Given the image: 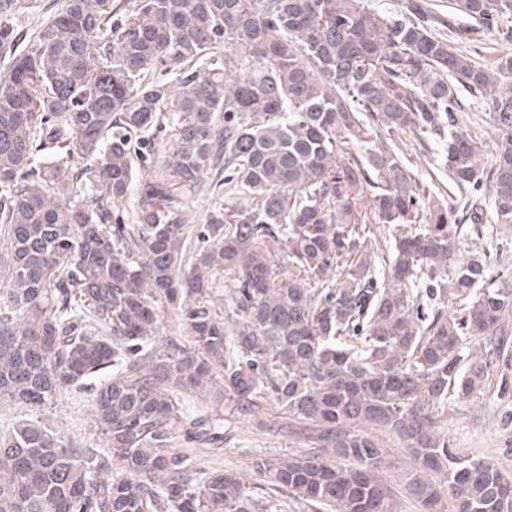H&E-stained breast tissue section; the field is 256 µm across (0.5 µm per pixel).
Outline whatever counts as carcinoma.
<instances>
[{
    "label": "carcinoma",
    "instance_id": "obj_1",
    "mask_svg": "<svg viewBox=\"0 0 512 512\" xmlns=\"http://www.w3.org/2000/svg\"><path fill=\"white\" fill-rule=\"evenodd\" d=\"M479 31L512 46V0H456L440 24L417 0H64L0 74V401L88 386L111 448L17 424L0 434V512H248L240 478L197 486L168 451L180 396L220 372L240 410L272 400L341 459L256 462L295 498L393 512L373 429L411 456L423 512H512V480L439 429L450 398L512 369V287L490 282L485 253L456 261L469 205L426 207L430 186L377 145L438 144L454 187H486L512 224V54L481 63ZM459 85L501 134L488 176ZM220 169L250 204L186 224ZM134 186L124 224L114 203ZM374 224L393 227L380 267ZM165 305L186 343L159 338Z\"/></svg>",
    "mask_w": 512,
    "mask_h": 512
}]
</instances>
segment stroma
Instances as JSON below:
<instances>
[{"instance_id":"stroma-1","label":"stroma","mask_w":512,"mask_h":512,"mask_svg":"<svg viewBox=\"0 0 512 512\" xmlns=\"http://www.w3.org/2000/svg\"><path fill=\"white\" fill-rule=\"evenodd\" d=\"M11 27L21 40H31L39 29L61 9L63 0H14ZM461 127L482 144L483 165L493 163L499 133L489 112L476 101H469L467 112L459 119ZM388 145L410 161V171L416 181L428 183L436 201L448 198V170L444 168L435 146L420 148L406 136L398 135ZM472 210L481 219L458 229L457 251L461 257L486 251L493 279L512 284V224L495 221L494 203L489 193L479 191L469 195ZM501 373L490 370L479 390L470 398L451 400L440 424L451 447L493 460L512 475V422L504 416L512 411V399L500 390ZM224 392L223 379L214 380L211 387L183 396L184 414L201 426L217 428V441H187L182 425H175L172 449L185 455L196 482H205L218 472L240 477L257 512H324L321 505L307 503L288 494L273 483L268 475L259 473L257 460L277 461L293 454H311L315 448L306 435L307 424L282 413L275 403H267L259 412L247 415L218 402ZM94 404L86 389H67L53 401L33 409L14 402H0V433L8 432L19 422L31 420L46 425L68 437L82 448L107 452L108 445L96 434L93 423ZM387 465L381 478L397 497V512H422V507L405 490L412 462L397 441L385 438Z\"/></svg>"}]
</instances>
